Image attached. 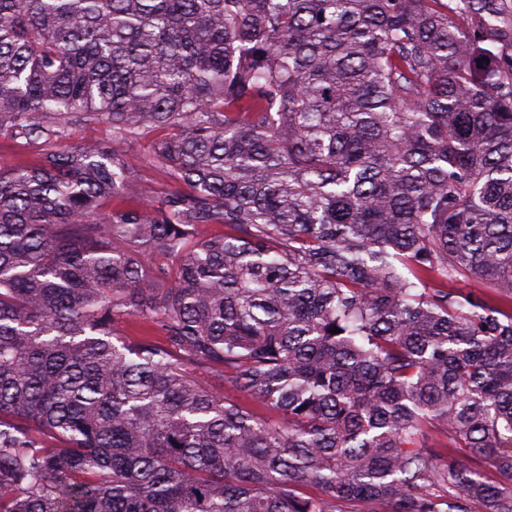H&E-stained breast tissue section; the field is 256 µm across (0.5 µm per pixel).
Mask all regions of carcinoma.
I'll return each mask as SVG.
<instances>
[{
    "label": "carcinoma",
    "instance_id": "1",
    "mask_svg": "<svg viewBox=\"0 0 512 512\" xmlns=\"http://www.w3.org/2000/svg\"><path fill=\"white\" fill-rule=\"evenodd\" d=\"M507 8L0 0V512H512ZM112 128L106 120L90 124L74 125L70 128L68 143L79 145L88 141L105 140L111 136ZM154 137L153 134L149 135L145 140L129 148V155L134 164L135 174L142 179V195L133 199L118 198L111 203L107 208L108 210L111 207L113 208V206H146L153 200V197L169 188L164 176L148 163V143ZM41 145H28L0 137V167H13L35 162ZM184 367L200 377L204 382L210 384L217 393L237 401L240 405L249 409L257 417L269 421L280 420V413L270 407H267L253 396L249 395L247 392L233 387L225 376L223 381V377L215 369L187 361L184 362Z\"/></svg>",
    "mask_w": 512,
    "mask_h": 512
}]
</instances>
